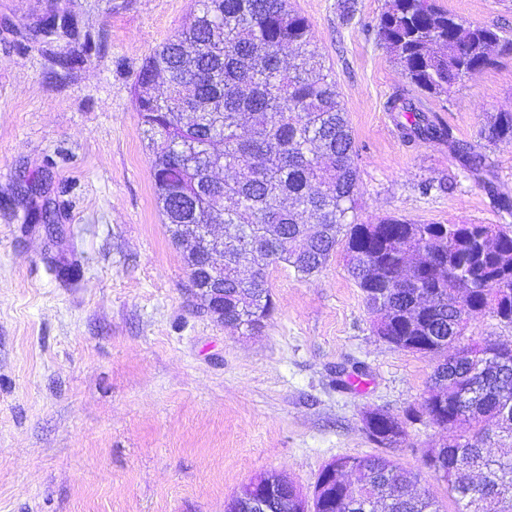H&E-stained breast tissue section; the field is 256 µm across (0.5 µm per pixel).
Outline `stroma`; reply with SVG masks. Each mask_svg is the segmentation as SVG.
<instances>
[{"mask_svg": "<svg viewBox=\"0 0 512 512\" xmlns=\"http://www.w3.org/2000/svg\"><path fill=\"white\" fill-rule=\"evenodd\" d=\"M290 0L313 25L353 131L361 221L511 224L452 141L480 146L512 195V55L448 98L409 83L380 44L385 0ZM512 37V0H437ZM191 0H0V512H224L252 478L312 494L326 463L377 454L366 412L420 405L432 355L374 332L342 253L302 279L270 266L276 310L240 335L207 314L155 202L134 88ZM68 32L43 39L51 16ZM403 93L453 139L405 142ZM430 190H423V183ZM364 368L355 389L337 372ZM445 432L410 430L391 457L424 470ZM485 138L494 144H512V112H499L487 128Z\"/></svg>", "mask_w": 512, "mask_h": 512, "instance_id": "stroma-1", "label": "stroma"}]
</instances>
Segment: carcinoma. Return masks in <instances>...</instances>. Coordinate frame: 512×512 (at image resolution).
<instances>
[{
    "instance_id": "1",
    "label": "carcinoma",
    "mask_w": 512,
    "mask_h": 512,
    "mask_svg": "<svg viewBox=\"0 0 512 512\" xmlns=\"http://www.w3.org/2000/svg\"><path fill=\"white\" fill-rule=\"evenodd\" d=\"M377 35L409 82L438 97L512 51V38L496 27L436 0H386ZM135 107L172 242L179 244L181 224H222L224 237L241 243L224 252V325L261 331L275 309L267 267L309 277L345 238L344 261L377 336L437 358L420 408L369 412V438L395 449L415 424L454 431L451 442L427 450L425 465L447 485L455 512H512V345H460L476 314L512 324V228L358 221L359 172L341 96L312 24L288 0H194L182 27L144 62ZM390 109L404 117L409 141L450 136L401 96ZM486 138L512 144V112L497 113ZM456 151L490 184L481 151L463 143ZM491 422L499 428L495 454L486 448ZM255 481L274 487L269 512L302 509L293 481ZM418 484L387 455L338 457L321 470L312 508L444 512Z\"/></svg>"
}]
</instances>
